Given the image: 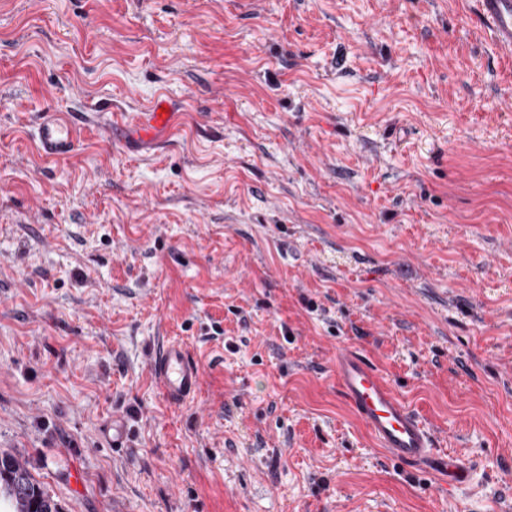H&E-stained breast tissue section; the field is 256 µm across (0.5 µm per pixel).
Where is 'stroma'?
I'll return each instance as SVG.
<instances>
[{
    "label": "stroma",
    "instance_id": "35a3bbf8",
    "mask_svg": "<svg viewBox=\"0 0 512 512\" xmlns=\"http://www.w3.org/2000/svg\"><path fill=\"white\" fill-rule=\"evenodd\" d=\"M344 347L466 482L375 444ZM0 452L61 512H512V54L467 0H0ZM162 109H166V112L162 113ZM172 116L173 112L170 111L166 100L158 97L144 112L137 113L133 126L141 135L152 137L169 128ZM77 142V127L69 120L46 115L36 130V145L46 158L64 161L71 157ZM151 369L164 396L171 403L187 401L200 388V368L180 344L170 343L164 346L155 357Z\"/></svg>",
    "mask_w": 512,
    "mask_h": 512
}]
</instances>
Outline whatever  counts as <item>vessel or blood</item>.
I'll return each mask as SVG.
<instances>
[{"mask_svg":"<svg viewBox=\"0 0 512 512\" xmlns=\"http://www.w3.org/2000/svg\"><path fill=\"white\" fill-rule=\"evenodd\" d=\"M477 21L493 43L512 53V0H470ZM167 102L156 98L137 113L134 126L152 137L166 131L172 121ZM77 142V127L69 120L49 114L36 130V145L46 158L63 161L71 157ZM338 389L371 435L393 459L418 463L435 456V441L422 421L397 394L380 372L355 349L336 354ZM152 374L169 402L178 404L194 397L200 388V368L180 344L162 348L152 363Z\"/></svg>","mask_w":512,"mask_h":512,"instance_id":"b4317fda","label":"vessel or blood"}]
</instances>
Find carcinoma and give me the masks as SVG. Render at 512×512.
Here are the masks:
<instances>
[{"mask_svg": "<svg viewBox=\"0 0 512 512\" xmlns=\"http://www.w3.org/2000/svg\"><path fill=\"white\" fill-rule=\"evenodd\" d=\"M0 500L12 512H61L58 503L14 457L0 454Z\"/></svg>", "mask_w": 512, "mask_h": 512, "instance_id": "carcinoma-1", "label": "carcinoma"}]
</instances>
